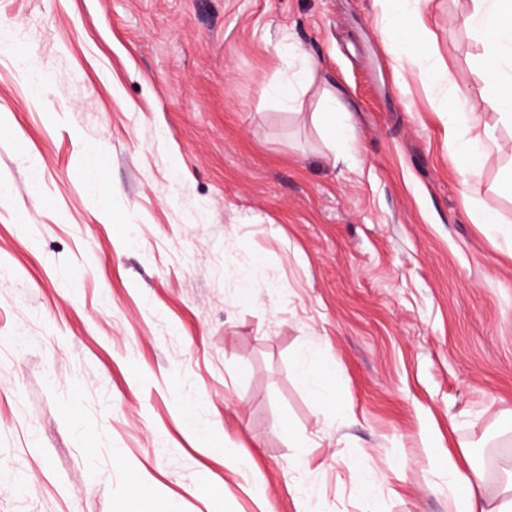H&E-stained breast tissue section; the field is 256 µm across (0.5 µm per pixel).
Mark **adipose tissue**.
<instances>
[{
    "label": "adipose tissue",
    "mask_w": 512,
    "mask_h": 512,
    "mask_svg": "<svg viewBox=\"0 0 512 512\" xmlns=\"http://www.w3.org/2000/svg\"><path fill=\"white\" fill-rule=\"evenodd\" d=\"M377 2L386 21L384 34L396 50L397 61H410L430 87L438 89L439 98L448 112V158L463 182H470L479 175L486 156L502 148L495 128L480 124L475 118L476 113L493 111L501 122L512 125V0H470L464 24L482 40L486 74L498 91L471 104L465 112L458 109L459 100L451 73L440 66L425 36L426 24L420 0ZM399 14L414 17V33H406L394 24L393 19ZM487 487L483 469L473 466L463 471L456 465H449V512H512V486L494 496L489 495Z\"/></svg>",
    "instance_id": "1"
}]
</instances>
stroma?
I'll return each mask as SVG.
<instances>
[{
  "label": "stroma",
  "mask_w": 512,
  "mask_h": 512,
  "mask_svg": "<svg viewBox=\"0 0 512 512\" xmlns=\"http://www.w3.org/2000/svg\"><path fill=\"white\" fill-rule=\"evenodd\" d=\"M468 8L426 19L474 103ZM511 163L468 192L375 0H0V512H448L452 461L498 492L512 243L475 216L512 223ZM313 61L302 58L300 70L285 81L278 83L272 88L274 96L288 110L297 111L302 108V96L307 86L313 81L315 73ZM319 112H312V121L322 123L326 121L330 129V139L336 145L348 143L352 140L350 125L346 122L343 112L336 108V99L325 97L321 100Z\"/></svg>",
  "instance_id": "1"
}]
</instances>
